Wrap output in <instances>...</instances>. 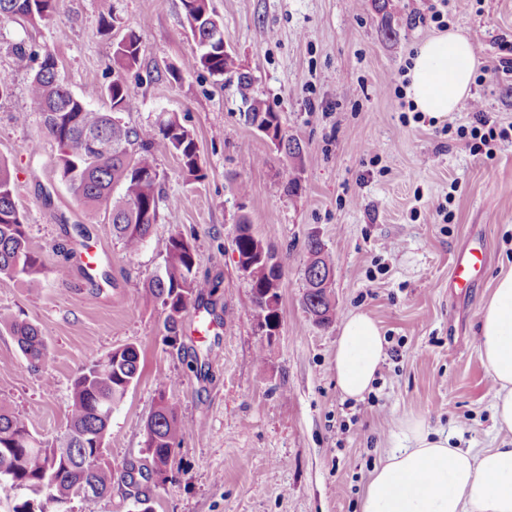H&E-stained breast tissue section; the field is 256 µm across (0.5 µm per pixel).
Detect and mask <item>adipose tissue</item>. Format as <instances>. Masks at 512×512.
Listing matches in <instances>:
<instances>
[{
	"label": "adipose tissue",
	"mask_w": 512,
	"mask_h": 512,
	"mask_svg": "<svg viewBox=\"0 0 512 512\" xmlns=\"http://www.w3.org/2000/svg\"><path fill=\"white\" fill-rule=\"evenodd\" d=\"M476 65L465 36L453 30L433 36L415 52L407 96L419 112L458 111ZM479 332L481 359L495 388L494 423L505 439L495 448H460L420 420L400 421L399 444L374 469L361 512H512V270L498 277ZM383 354L384 337L369 314L355 312L342 321L335 366L345 397L363 398Z\"/></svg>",
	"instance_id": "obj_1"
}]
</instances>
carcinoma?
I'll return each mask as SVG.
<instances>
[{
	"instance_id": "obj_1",
	"label": "carcinoma",
	"mask_w": 512,
	"mask_h": 512,
	"mask_svg": "<svg viewBox=\"0 0 512 512\" xmlns=\"http://www.w3.org/2000/svg\"><path fill=\"white\" fill-rule=\"evenodd\" d=\"M196 52L183 63L190 70H205L216 77H237L245 115L249 124L261 121L273 130L276 147L297 155L296 140L286 137L278 113L262 106L251 94L249 76L238 71L232 53L224 48V36L214 32L218 15L211 0H182ZM58 0H0V16L45 19L57 10ZM141 44L135 35L120 40L113 61L129 69L139 62ZM31 103L40 112L49 135L59 149L58 168L73 196L85 208L88 220L97 218L103 206L112 204L113 234L131 254L141 250L157 224L160 202L159 173L154 148L161 143L175 153L186 180L199 179V155L194 134L177 118L158 127H129L120 114L133 108V98L120 78L104 90L111 111L94 112L86 99L72 93L61 77L58 61L44 52L28 86ZM94 128L112 143V152L93 150L83 137L85 128ZM122 187V195L111 201L112 191ZM235 238L239 266L251 284L252 301L264 315L271 331L279 325V288L282 264L276 253L256 237L249 219L241 221ZM310 258L304 269L306 312L320 322L332 313L330 293L320 288L319 273L333 270V263L321 241H308ZM161 274L145 286V293L165 313L164 340L173 346L182 328V313L188 304L202 301L216 285L196 276L199 255L195 247L179 235L168 238ZM43 263L32 251L23 217L13 201V181L8 165L0 161V276L17 278L29 284L39 282ZM0 328L15 336L18 347L34 368L47 358L44 336L32 324L0 312ZM140 352L127 344L93 358L80 369L72 383L66 432L52 442L36 438L25 418L0 409V488L25 489L30 496L13 506L12 512H49V505L69 498L74 489L89 483L102 497L112 491L117 473L97 460L85 462L94 454L93 441L105 439L112 409L125 397L140 376ZM145 425L147 475L158 483L168 479L171 451L182 434L176 405L165 387Z\"/></svg>"
}]
</instances>
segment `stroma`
I'll list each match as a JSON object with an SVG mask.
<instances>
[{
    "mask_svg": "<svg viewBox=\"0 0 512 512\" xmlns=\"http://www.w3.org/2000/svg\"><path fill=\"white\" fill-rule=\"evenodd\" d=\"M109 5L111 28L100 21ZM224 41L254 96L277 112L300 157L278 150L243 117L236 79L203 70L172 78L196 50L181 0H59L52 17L0 19V158L44 272L38 284L0 277V310L35 325L48 361L30 370L0 330V407L53 440L67 426L71 385L94 357L127 344L140 351V378L112 411L104 461L134 464L110 494L74 499L73 512H360L375 467L397 443L400 420L423 421L461 448L502 439L492 381L480 357V314L501 272L512 268V140L473 155L464 137L474 118L414 111L405 89L417 46L440 26L462 32L479 66L512 42V0H212ZM441 10L442 23L431 20ZM139 37L138 64L118 69L113 45ZM54 51L67 87L106 112L114 78L134 109L122 119L155 126L176 116L195 136L201 167L187 181L165 146L155 150L157 226L131 254L108 213L86 224L62 182L58 147L28 96L31 70L13 50ZM495 128L512 126V89L472 86ZM295 193H287L288 180ZM282 263L280 324L267 334L238 266L239 216ZM103 248L89 281L72 244L76 227ZM193 244L199 278L216 283L214 311L189 304L176 345L144 287L160 269L170 235ZM318 237L334 265L332 316L315 323L303 307L307 242ZM486 245L485 269L462 292L448 280L456 259ZM67 267L58 279V267ZM369 314L385 356L363 399L336 385L338 327ZM183 433L163 483L140 474L145 424L159 381Z\"/></svg>",
    "mask_w": 512,
    "mask_h": 512,
    "instance_id": "1",
    "label": "stroma"
}]
</instances>
